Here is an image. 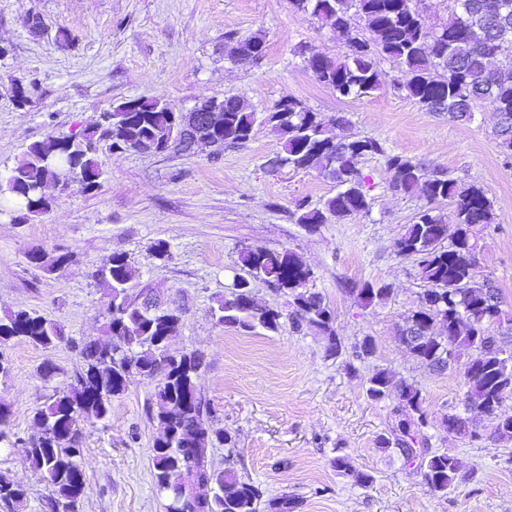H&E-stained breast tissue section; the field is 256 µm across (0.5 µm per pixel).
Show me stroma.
<instances>
[{
	"mask_svg": "<svg viewBox=\"0 0 512 512\" xmlns=\"http://www.w3.org/2000/svg\"><path fill=\"white\" fill-rule=\"evenodd\" d=\"M40 16L47 34L28 32ZM71 35L68 46L58 30ZM262 34L260 65L232 62L228 38ZM0 171L12 169L27 147L48 135L94 126L129 98H157L188 108L207 98L240 96L264 111L285 99L302 101L322 118L342 114L354 133L384 143L388 152L447 169L464 184L482 187L494 220L473 229L477 277L500 288L512 313V167L494 138L496 119L479 107L472 122L429 112L393 88L354 100L336 97L306 69L297 47L336 59L345 41L290 0H0ZM33 84L32 101L16 105L15 81ZM278 135L258 128L245 143L213 156L126 152L107 159L100 188L60 196L51 209L26 215L0 196V317L27 311L54 319L64 339L49 348L20 338L0 344L8 374H0V405L16 436L34 434L33 415L82 361L78 343L101 338L107 288L95 271L115 252L138 267L142 285L183 309L174 353L202 352L197 386L214 409L213 424L235 435L240 475L268 496L286 493L298 512H512V442L493 439L494 419L481 437L450 436L445 417L459 411L458 371L437 374L396 339L404 315L425 288L415 262L399 258L394 243L412 224L421 202L391 192L382 157L366 158L373 205L369 214L311 231L295 223L300 201L316 206L336 192L314 171H269ZM166 241L170 257L150 246ZM287 250L312 271L313 291L329 303L343 350L326 352L314 331L246 335L218 325L210 309L230 294L242 270L240 250ZM41 249L68 254L49 274L26 255ZM389 284L381 304L365 308L352 293L363 282ZM373 337V356L354 352ZM380 368L414 382L425 398L430 448L455 455L467 478L445 496L431 495L416 466L381 450L379 436L395 422L394 403L367 397V379ZM153 386L130 378L112 400L108 424L85 425L80 462L87 479L78 512H165L167 499L153 481L152 447L160 425L146 413ZM349 456L373 482L362 488L332 460ZM0 477L22 485V512H44L48 485L20 448L0 445Z\"/></svg>",
	"mask_w": 512,
	"mask_h": 512,
	"instance_id": "stroma-1",
	"label": "stroma"
}]
</instances>
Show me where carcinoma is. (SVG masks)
<instances>
[{
  "label": "carcinoma",
  "mask_w": 512,
  "mask_h": 512,
  "mask_svg": "<svg viewBox=\"0 0 512 512\" xmlns=\"http://www.w3.org/2000/svg\"><path fill=\"white\" fill-rule=\"evenodd\" d=\"M449 2L447 21L430 26L417 0H291L296 9L341 35L348 47L334 62L313 49L302 48L299 54L305 56L315 79L341 98H362L379 90L386 82L379 63L387 60L404 77L399 88L430 112L469 121L477 107L487 105L497 116V145L504 157L512 159V71L496 66L499 56L512 54V0ZM265 54L260 35L228 49L229 57L240 62L257 63ZM267 124L281 136L275 154L281 168L315 170L336 183V194L321 206L298 205L295 222L309 230L369 213L372 198L361 168L367 156L385 159L393 192L425 200L414 223L395 241L396 254L415 259L425 283L418 306L404 317L415 334L407 349L439 372L449 368L448 350L454 351L456 361L468 355L460 370L465 389L462 412L449 419L463 437L479 438L478 422L512 395V350L504 348L494 331L504 325L512 331V314L503 309L495 282L475 274L477 245L471 242L474 226L492 223L493 204L481 187L462 186L442 169L389 153L378 140L350 132L348 118L338 115L327 123L299 100L286 110L276 103L258 112L245 100L228 97L224 126L215 129L164 100L132 98L103 113L94 130L49 136L29 145L22 161L0 182V196L14 198L27 213L40 215L54 202L45 189L56 182L59 164L70 170L72 186L89 192L100 186L104 175L102 149L111 154L188 153V140L198 136L216 143L219 153L246 142L256 126ZM330 124L345 134H329ZM445 201L453 205L452 223L440 212L439 204ZM27 259L49 274L69 263L65 254L38 250L29 252ZM238 264L246 276L239 278L230 295L216 300L211 313L217 324L245 333L258 328L277 333L286 324L295 332L314 329L326 337L329 355L341 354L333 312L321 293L307 288L312 273L292 253L243 249ZM97 276L110 285L104 327L111 340L78 347L81 367L35 411L33 421L52 429L24 441L11 433L9 410L0 406V444L21 446L30 467L51 488L47 512H76L86 488L80 463L82 425L108 421L112 398L126 390L133 374L154 383L149 405L157 407L156 419L169 428L153 444L155 487L169 496L166 512H294L293 498L269 497L260 484L234 469L235 436L213 427V409L197 388L203 355L190 351L177 356L168 349L182 309L163 302L146 307L145 288L132 294L140 273L122 252L112 253ZM256 281L287 295L288 311L260 305L253 294ZM351 292L367 308L386 300L391 288L366 282ZM491 293L496 297L493 306ZM435 322L440 335H427ZM13 337L47 348L62 340V329L43 315L19 311L0 318V341ZM366 394L375 401H395L398 421L391 436L378 439L379 447L392 448L406 463L417 465L431 494L446 495L466 480L454 456L427 447L422 434L427 424L425 398L416 384L380 368L367 380ZM218 447L226 451L222 468L211 455ZM333 464L360 487L372 483L373 477L347 456H336ZM25 499L23 486L0 479V512H20Z\"/></svg>",
  "instance_id": "1"
}]
</instances>
